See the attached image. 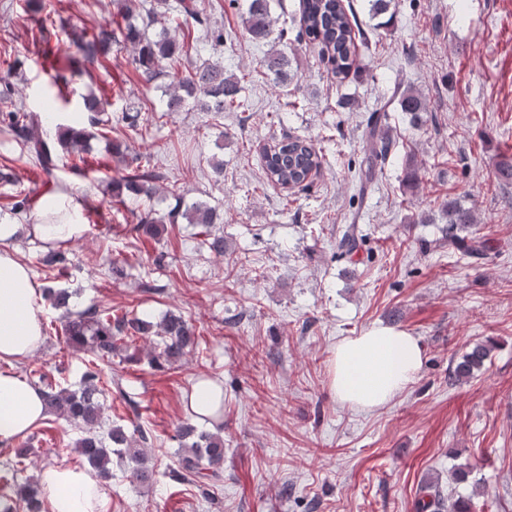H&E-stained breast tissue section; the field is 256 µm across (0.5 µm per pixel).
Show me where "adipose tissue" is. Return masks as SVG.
Returning a JSON list of instances; mask_svg holds the SVG:
<instances>
[{
  "label": "adipose tissue",
  "instance_id": "1",
  "mask_svg": "<svg viewBox=\"0 0 512 512\" xmlns=\"http://www.w3.org/2000/svg\"><path fill=\"white\" fill-rule=\"evenodd\" d=\"M42 224H0V444L30 433L49 416L39 388L10 365L28 359L42 344V290L28 266L7 244L20 233L46 242L75 239L84 224L78 202L68 195L44 202ZM423 350L417 337L375 327L341 339L331 360L330 389L341 404L384 407L419 375ZM48 512H107L106 496L88 468L55 465L37 476Z\"/></svg>",
  "mask_w": 512,
  "mask_h": 512
}]
</instances>
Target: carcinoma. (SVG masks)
Segmentation results:
<instances>
[{"label": "carcinoma", "mask_w": 512, "mask_h": 512, "mask_svg": "<svg viewBox=\"0 0 512 512\" xmlns=\"http://www.w3.org/2000/svg\"><path fill=\"white\" fill-rule=\"evenodd\" d=\"M166 6L172 15L176 27L180 28L194 21L204 26L206 42L211 49L217 50L224 45V31L213 29L204 24V19L196 9L194 0H157ZM157 23L156 8L152 7L140 16V23H128L121 29L124 41L133 50L135 69L148 82L163 75L162 63L177 56L184 48L170 27ZM302 23L308 40L322 45L321 61L325 62L337 80L348 77L357 60V42L367 41L362 31H354L351 16L343 0H302ZM245 33L254 41L269 39L271 28L270 0H246L244 16ZM115 30L105 23L93 28L90 38H81L76 42V49L89 62H102L107 59L111 44L115 41ZM263 66L275 84L288 87L291 75L288 71V57L280 51H272L263 59ZM244 87L235 74L227 73L219 63L204 62L194 68L176 86L165 92V107L168 112H180L187 106L188 99H193L195 106L203 112H244L248 108V99L243 95ZM83 111L87 112V122L91 127H99V118L104 111V103L91 97H82ZM395 109L409 115L414 120L422 119L426 111L425 99L419 91L395 84L392 94L386 102L375 111L364 131V139L369 144L359 167L360 194H365L367 184L376 174L377 166L391 154L392 142L384 135V121L388 111ZM42 123V114L32 112L14 105L0 111V127L9 132L16 140L28 147L36 165L50 174L69 157L83 160L81 152L86 141L91 137L86 127L72 126L52 142L33 133ZM324 156L313 141L305 136L285 134L274 141L270 150L263 154L264 170L268 179L280 186L299 191L308 186L311 174L320 169ZM160 174L142 157L130 158L126 174L112 181V192L117 197L127 196L138 199L152 193ZM190 224H214L217 213L209 205L198 203L183 213ZM447 227L445 234L450 243H466L467 251L478 252L483 242L475 237L465 239L460 236L463 229L477 223L473 209L456 201H448L446 209ZM176 223V215L168 218L158 217L149 211L141 217L134 231L160 237L165 223ZM361 237L355 227L345 230L338 242V249L351 255L358 252ZM38 263L47 270L66 269L73 264L70 252L60 248H48L38 257ZM46 296L53 306L63 310L62 330L67 343L77 351L90 354L85 364L80 387L77 389L57 388L48 384L42 393L50 412L59 418L74 423L82 430L84 436L79 440L76 451L85 459L88 466L103 481L112 479V456H117L123 463V474L135 487L150 484L153 468L146 450L141 444L147 437L142 430L133 433L123 425L112 426L107 433L99 432L101 428L100 396L104 393L106 383L102 380L101 364L109 362L112 354L125 345V339L151 333V323L138 317L112 316V311L98 305H91L81 311L69 308L70 295L62 290L45 288ZM159 337L160 351L153 357L152 363L158 366L172 365L182 356L198 346L196 329L182 316L168 314L156 331ZM489 356L486 345L477 343L466 352L455 367L454 375L458 380L475 377ZM176 436L182 440L183 452L177 460V467L182 477L200 479H219L221 464L224 461V439L219 433L199 431L195 426L184 422L177 426ZM28 449L17 448L12 458L3 463L5 475L0 477V512H41L42 505L37 498L38 489L25 482L17 485L15 494L6 492L10 487L8 475L20 472ZM448 512H472L468 499L459 496L448 499L444 505L425 494L419 500L418 509L426 512L442 508Z\"/></svg>", "instance_id": "cac0c4a2"}]
</instances>
